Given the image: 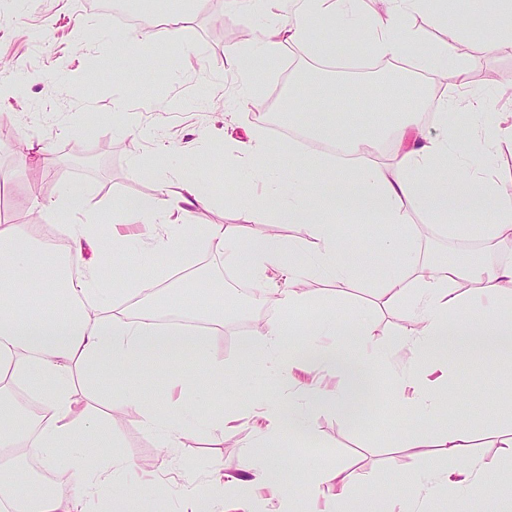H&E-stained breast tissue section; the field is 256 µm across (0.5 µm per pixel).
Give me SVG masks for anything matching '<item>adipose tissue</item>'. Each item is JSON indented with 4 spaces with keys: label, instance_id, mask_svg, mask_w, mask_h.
I'll list each match as a JSON object with an SVG mask.
<instances>
[{
    "label": "adipose tissue",
    "instance_id": "1",
    "mask_svg": "<svg viewBox=\"0 0 512 512\" xmlns=\"http://www.w3.org/2000/svg\"><path fill=\"white\" fill-rule=\"evenodd\" d=\"M231 5L263 10L271 23L252 39L251 49L227 47L237 63L243 82H250L254 54H278L286 44L304 43L327 55L328 47L317 29L324 24L362 28L376 56L397 59L415 48L424 69L437 76L454 72L459 83L453 94L436 99L434 117L444 122L449 111H465L470 117L464 134L441 138L424 137L419 129L418 99L403 97L391 109L392 121L382 129L367 125L340 126L323 115L313 127L315 137L332 144L345 161L330 165L285 150L288 184L265 182L262 193L252 197L243 210V222L226 228L219 224H190L176 233L177 217L211 204L208 184L185 180L177 189H161L145 198L122 202L124 223L147 225L151 262L156 284L164 294L162 310H174L189 319L204 320L210 334L224 327V290L208 288L185 300L169 285L167 257L190 260L195 251L220 254L225 263H238L247 256L257 290H265L278 275L306 268L345 281L352 266L334 225L322 218L327 210H343L393 226L392 234L378 244L381 256L399 255L400 261L385 278L383 294L389 306L406 304L415 327L402 340L417 355L437 360L449 352L481 353L498 350L512 354V263L489 266L478 261L464 265L417 266L406 243L404 227L409 222L407 203H415L435 218L454 212L467 216L454 225L460 235L506 247L512 236V189L491 170L469 166L460 180L448 176V158L468 156L473 150L493 151L506 138L512 139V124L485 112L482 97L472 93L464 79L465 62L458 52L455 25L459 0H437L434 8L425 0H383L384 9L364 15L355 11L357 0H229ZM418 13L442 27L445 40L424 41L419 30L403 27V19ZM387 141L394 166L362 161L367 143ZM55 211L73 215L61 225L67 239L64 253L50 254L32 237L27 225L13 224L0 230V471L19 474L16 482L0 481V512H85L87 498L107 493L112 512H138L135 503L156 482L150 471L140 470L112 453V434L97 414L74 396L76 367L92 366L112 381V408L139 410L147 428L164 431L166 447H174L187 406L175 402L166 414L143 404L140 387L125 385L128 374H138L142 385L160 381L177 389L182 375L172 367L180 354L204 351L209 336H199L187 327L164 321L161 312L146 308L137 316L112 310L116 293L102 274L104 262L115 260L107 250L106 222L87 213L84 194L65 193ZM303 224L316 241L311 255H303L299 243L276 234L254 237L252 224ZM480 307L491 313L493 324L472 319L454 321L461 308ZM304 327H288L268 321L261 335L250 337L245 355L252 363L265 361L288 336L305 335ZM319 335L332 337V345L310 348L294 359L297 369L312 365L343 384L340 391L324 392V400L337 413L349 412L353 397L363 386L366 364L375 348L366 327H348L327 321ZM25 389L40 405V414L29 419L26 403L15 395ZM395 398L410 411L435 415L444 412L453 399L451 382L419 385L400 376ZM436 447L448 458V471L434 487L435 494L449 500H503L512 512V491L486 474L484 466L471 460L474 431L470 425L443 426L435 434ZM38 460L46 469L64 468L70 483L67 494H48L23 479L24 459ZM243 475L226 486L221 471H213L205 490L188 487L182 512H210L225 488H232L244 512H265L256 499V489L280 500L282 512H294L286 498V470L271 453L246 452ZM310 512H410V500L395 504L357 485L353 476L339 467H325L314 475Z\"/></svg>",
    "mask_w": 512,
    "mask_h": 512
}]
</instances>
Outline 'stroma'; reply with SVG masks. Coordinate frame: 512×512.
Instances as JSON below:
<instances>
[{"instance_id":"stroma-1","label":"stroma","mask_w":512,"mask_h":512,"mask_svg":"<svg viewBox=\"0 0 512 512\" xmlns=\"http://www.w3.org/2000/svg\"><path fill=\"white\" fill-rule=\"evenodd\" d=\"M121 3L151 18L165 15L168 35L150 31L132 36L108 11L89 10L85 0H0V84L27 87L23 99L0 100V129L9 132L8 138L0 137V229L33 222L51 227L70 223V215H52L50 207L72 188L84 189L88 212L108 217L121 200L155 194L163 182L185 175L206 182L215 195L211 207L198 210L196 223L231 227L241 221L253 180L230 144L261 138L267 164L272 171L280 169L278 154L285 139L272 130L265 103L274 96L279 109L288 107L286 55L295 56V71H318L360 88V95L340 90L331 99L330 110L341 124L380 123L389 97L407 94L411 87L406 79L377 81L373 69L360 74L337 69L332 61L311 56L304 45L293 44L285 53L256 59V94L262 101L257 107L240 94L234 61L225 49L245 45L252 33L263 29V13L236 10L228 0H196L188 10L181 0ZM456 25L471 88L487 98L489 111L512 113V85L501 80L502 75H512V50L486 46L488 20L471 0H464ZM133 38L146 48V56L138 64L116 68L121 44ZM193 140L197 149L187 151ZM27 143L42 146L46 154L30 156L22 165L19 152ZM136 152L154 157V167L136 168ZM410 216L408 244L420 262H512L511 252L490 243L448 235L445 226L458 223V215H449L444 224L417 208ZM331 221L347 256L358 264L349 281L318 276L309 278L307 287L334 297L337 320L354 313L364 316L377 346L368 364L375 397L348 415H337L334 408L318 403L315 391L326 379L317 370L303 373L310 390L298 393L286 361L295 348L289 341L283 361L244 371L247 337L262 333L269 320L290 317L279 301L287 283L278 281L261 308L228 309L222 334L210 337L206 351L177 358L188 376L185 397L193 411L184 415L175 447H162L161 433L145 428L137 409L113 411L114 452L147 465L162 482L160 494L139 502L140 512H179L183 487L204 483L215 469L239 475L249 448L268 449L290 461V492L298 512L310 507L313 473L329 464L370 482L377 494L392 497L402 496L408 480H417L423 489L434 474L447 469L448 460L439 449L414 452L392 445L398 436L429 429L430 422L420 415L409 417L391 396L398 373L421 374L428 362L400 348L403 333L413 329L414 321L406 311L387 307L381 296L386 266L399 261L395 255L377 254V243L389 228L342 210L332 214ZM117 232L116 244L125 249L126 261L105 264V277L117 286L137 277L152 281L151 268L139 257L147 240L145 227L121 224ZM217 278L228 299L254 286L247 262L229 267L207 251L193 264L175 265L172 276L189 296ZM213 360L224 364V382L217 387L205 381ZM448 368L456 393L449 422L475 424V459L492 469L502 485L512 486V457L498 446L500 434L512 428V396L504 391L512 381V359L494 352L460 354L449 360ZM281 397L302 405L310 431L265 435L252 409ZM198 413L233 417L223 442L196 428Z\"/></svg>"}]
</instances>
